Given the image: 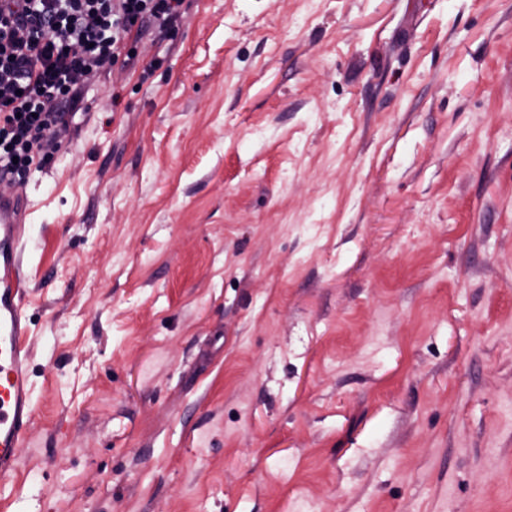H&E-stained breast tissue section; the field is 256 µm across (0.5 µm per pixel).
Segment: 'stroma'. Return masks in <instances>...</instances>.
Returning <instances> with one entry per match:
<instances>
[{"mask_svg": "<svg viewBox=\"0 0 512 512\" xmlns=\"http://www.w3.org/2000/svg\"><path fill=\"white\" fill-rule=\"evenodd\" d=\"M10 193L0 512H512V0H184ZM24 194L0 197V475L15 470L34 418L23 308Z\"/></svg>", "mask_w": 512, "mask_h": 512, "instance_id": "1", "label": "stroma"}]
</instances>
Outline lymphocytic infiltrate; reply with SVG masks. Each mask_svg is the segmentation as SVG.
Listing matches in <instances>:
<instances>
[{
    "instance_id": "lymphocytic-infiltrate-1",
    "label": "lymphocytic infiltrate",
    "mask_w": 512,
    "mask_h": 512,
    "mask_svg": "<svg viewBox=\"0 0 512 512\" xmlns=\"http://www.w3.org/2000/svg\"><path fill=\"white\" fill-rule=\"evenodd\" d=\"M183 0H0V173L21 177L61 135L107 62L136 66L150 29L170 31Z\"/></svg>"
}]
</instances>
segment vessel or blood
Listing matches in <instances>:
<instances>
[{"mask_svg":"<svg viewBox=\"0 0 512 512\" xmlns=\"http://www.w3.org/2000/svg\"><path fill=\"white\" fill-rule=\"evenodd\" d=\"M25 195L0 197V475L15 470L34 418L23 308Z\"/></svg>","mask_w":512,"mask_h":512,"instance_id":"vessel-or-blood-1","label":"vessel or blood"}]
</instances>
